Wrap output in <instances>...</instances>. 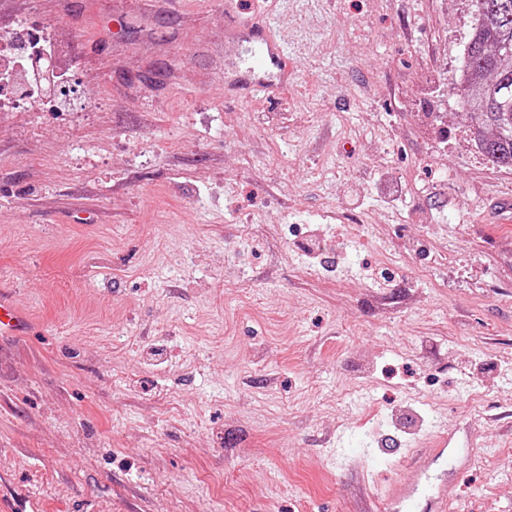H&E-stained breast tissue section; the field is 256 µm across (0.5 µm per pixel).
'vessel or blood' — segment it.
<instances>
[{"label": "vessel or blood", "mask_w": 512, "mask_h": 512, "mask_svg": "<svg viewBox=\"0 0 512 512\" xmlns=\"http://www.w3.org/2000/svg\"><path fill=\"white\" fill-rule=\"evenodd\" d=\"M238 12L229 27L232 41L242 39L255 42L256 49L245 72L235 73L224 80L225 86L240 85L245 93L271 94L278 86L262 76L264 69L276 67L284 72L294 71L298 62L287 44L262 22V11L257 0H236ZM33 325L24 309L16 302L12 292L0 290V335L29 334ZM426 464L418 469L416 479L406 477L393 481L385 494L369 492V507L363 512H448L455 498L458 468L448 461L459 451L449 440H442L434 448L421 449Z\"/></svg>", "instance_id": "obj_1"}]
</instances>
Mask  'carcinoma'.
I'll return each mask as SVG.
<instances>
[{
    "instance_id": "cac0c4a2",
    "label": "carcinoma",
    "mask_w": 512,
    "mask_h": 512,
    "mask_svg": "<svg viewBox=\"0 0 512 512\" xmlns=\"http://www.w3.org/2000/svg\"><path fill=\"white\" fill-rule=\"evenodd\" d=\"M467 79L457 97L473 121L478 146L497 165L512 168V0H476L466 49Z\"/></svg>"
}]
</instances>
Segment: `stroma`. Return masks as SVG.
Instances as JSON below:
<instances>
[{"instance_id":"stroma-1","label":"stroma","mask_w":512,"mask_h":512,"mask_svg":"<svg viewBox=\"0 0 512 512\" xmlns=\"http://www.w3.org/2000/svg\"><path fill=\"white\" fill-rule=\"evenodd\" d=\"M302 66L224 98V0H0L76 93L0 106V512H356L437 434L512 512V170L453 86L474 0H268ZM347 431L362 455L327 447ZM32 329L26 311L17 304L13 293L0 290V335L22 336L29 334Z\"/></svg>"}]
</instances>
